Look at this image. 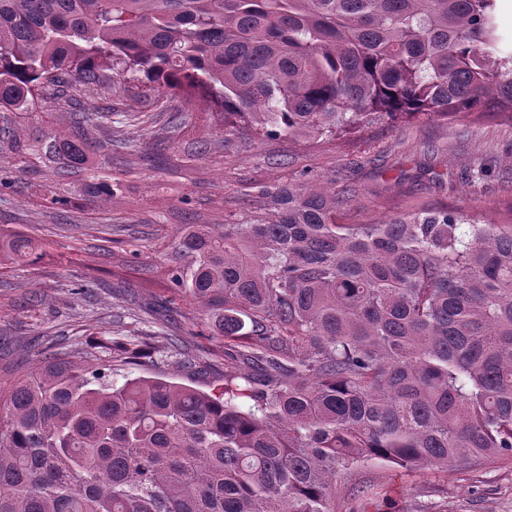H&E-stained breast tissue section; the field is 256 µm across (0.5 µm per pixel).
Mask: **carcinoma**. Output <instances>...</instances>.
Here are the masks:
<instances>
[{"instance_id":"carcinoma-1","label":"carcinoma","mask_w":512,"mask_h":512,"mask_svg":"<svg viewBox=\"0 0 512 512\" xmlns=\"http://www.w3.org/2000/svg\"><path fill=\"white\" fill-rule=\"evenodd\" d=\"M496 2L0 0V110L99 97L119 65L135 99L204 98L226 129L295 139L371 115L512 121ZM102 119L73 110L45 157L85 165ZM0 133L34 148L18 124ZM355 194L278 185L265 218L185 225L160 275L215 312L218 393L118 383L46 346L0 399V512H336V480L369 460H512V224H342ZM35 250L0 236V264Z\"/></svg>"}]
</instances>
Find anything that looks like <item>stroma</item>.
<instances>
[{
  "label": "stroma",
  "mask_w": 512,
  "mask_h": 512,
  "mask_svg": "<svg viewBox=\"0 0 512 512\" xmlns=\"http://www.w3.org/2000/svg\"><path fill=\"white\" fill-rule=\"evenodd\" d=\"M115 78L111 133L91 131L86 168L62 174L29 154L0 156V232L33 239L37 260L0 266V389L34 367L42 344L92 368L113 362L112 342L161 350L207 367L187 377L178 360L134 367L208 391L224 371L211 311L155 270L183 224H241L267 211L264 192L303 180L356 197L340 220L374 224L394 211L448 208L512 222V121L363 122L314 140L225 130L205 100L191 112L139 102ZM110 184L98 210L92 181ZM84 294H77V287ZM336 512H512V463L407 471L372 460L336 482Z\"/></svg>",
  "instance_id": "obj_1"
}]
</instances>
